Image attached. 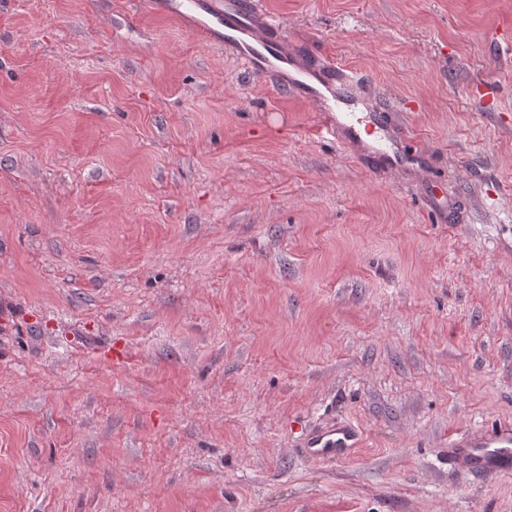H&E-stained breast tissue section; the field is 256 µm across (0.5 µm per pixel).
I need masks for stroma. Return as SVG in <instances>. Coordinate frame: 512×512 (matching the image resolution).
<instances>
[{
	"instance_id": "obj_1",
	"label": "stroma",
	"mask_w": 512,
	"mask_h": 512,
	"mask_svg": "<svg viewBox=\"0 0 512 512\" xmlns=\"http://www.w3.org/2000/svg\"><path fill=\"white\" fill-rule=\"evenodd\" d=\"M258 5L423 167L148 0H0V512H512L448 462L512 423V0ZM401 149L394 152L393 155L379 154L380 160L388 167H403L408 164H420L422 155L417 151H411L409 138L406 135L400 136ZM360 441L361 434L355 426L336 427V423H332L311 435L308 448L317 457L341 460L351 448H357Z\"/></svg>"
}]
</instances>
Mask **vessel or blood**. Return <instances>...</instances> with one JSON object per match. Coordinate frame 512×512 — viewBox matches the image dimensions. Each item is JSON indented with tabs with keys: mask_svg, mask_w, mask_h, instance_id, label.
Listing matches in <instances>:
<instances>
[{
	"mask_svg": "<svg viewBox=\"0 0 512 512\" xmlns=\"http://www.w3.org/2000/svg\"><path fill=\"white\" fill-rule=\"evenodd\" d=\"M161 7L183 19L196 35L232 50L251 73L275 76L284 89L321 105V133L358 146L354 126L345 125L326 102L358 86L360 76L329 58L303 55L283 29L262 15L257 0H163ZM360 441L355 426L332 425L313 433L308 447L317 457L339 460ZM448 460L481 477L512 472V424H500L483 435L449 436Z\"/></svg>",
	"mask_w": 512,
	"mask_h": 512,
	"instance_id": "1",
	"label": "vessel or blood"
}]
</instances>
